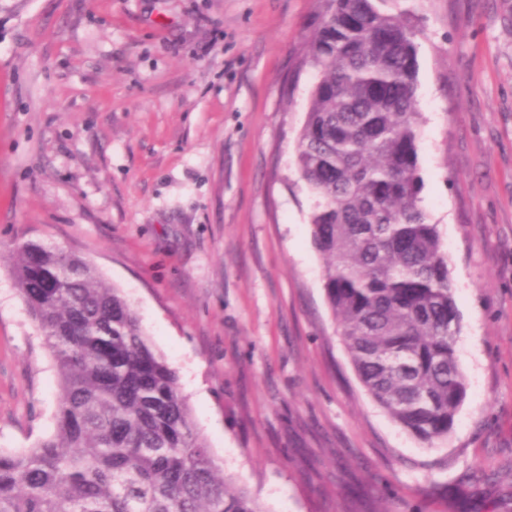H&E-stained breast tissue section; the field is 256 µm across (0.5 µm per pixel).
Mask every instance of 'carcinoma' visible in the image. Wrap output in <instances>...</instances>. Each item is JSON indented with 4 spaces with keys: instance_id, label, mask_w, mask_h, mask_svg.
<instances>
[{
    "instance_id": "carcinoma-1",
    "label": "carcinoma",
    "mask_w": 512,
    "mask_h": 512,
    "mask_svg": "<svg viewBox=\"0 0 512 512\" xmlns=\"http://www.w3.org/2000/svg\"><path fill=\"white\" fill-rule=\"evenodd\" d=\"M296 166L324 290L359 382L404 430L448 439L467 391L448 253L423 205L417 31L373 0H322ZM10 270L59 377L55 427L0 452V512H264L224 475L177 372L96 267L27 241Z\"/></svg>"
}]
</instances>
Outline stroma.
Wrapping results in <instances>:
<instances>
[{"instance_id":"1","label":"stroma","mask_w":512,"mask_h":512,"mask_svg":"<svg viewBox=\"0 0 512 512\" xmlns=\"http://www.w3.org/2000/svg\"><path fill=\"white\" fill-rule=\"evenodd\" d=\"M419 31L418 166L466 399L428 447L336 333L295 165L319 0H0V252L57 244L138 312L198 431L265 512H506L512 482V0H375ZM58 380L0 262V450Z\"/></svg>"}]
</instances>
